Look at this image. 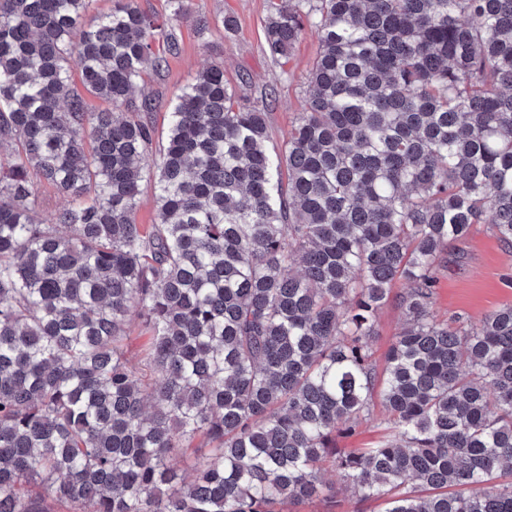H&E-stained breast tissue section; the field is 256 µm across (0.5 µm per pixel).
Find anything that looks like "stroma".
<instances>
[{
	"instance_id": "stroma-1",
	"label": "stroma",
	"mask_w": 512,
	"mask_h": 512,
	"mask_svg": "<svg viewBox=\"0 0 512 512\" xmlns=\"http://www.w3.org/2000/svg\"><path fill=\"white\" fill-rule=\"evenodd\" d=\"M145 14L169 23L179 52L170 56L157 42L153 50L168 62L163 71H146L140 81L143 94L154 103L142 113L158 135L167 132L170 112L183 88L203 67L217 63L224 79L241 101L261 102L269 112L270 144L287 138L305 105L306 76L318 52L314 30H306L286 63L274 61L266 51L264 20L268 0H193L190 13L170 15L167 0H136ZM231 15L237 21L232 35H225L219 20ZM207 26H200L199 17ZM512 304V247L500 242L488 225H475L464 239L451 244L437 272L433 311L438 319H479L483 313Z\"/></svg>"
}]
</instances>
